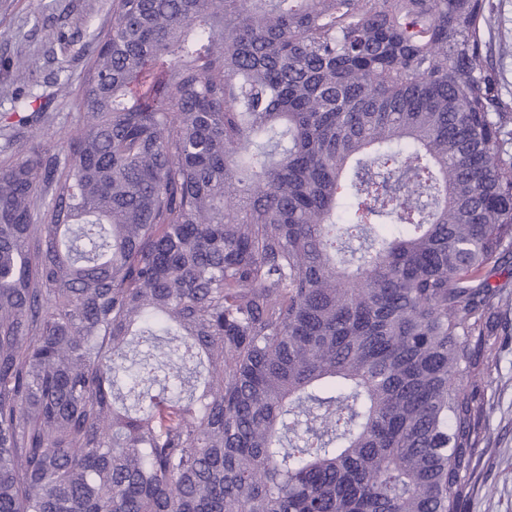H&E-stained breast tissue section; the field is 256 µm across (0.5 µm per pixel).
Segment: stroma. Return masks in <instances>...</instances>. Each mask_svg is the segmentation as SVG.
Instances as JSON below:
<instances>
[{
	"label": "stroma",
	"instance_id": "35a3bbf8",
	"mask_svg": "<svg viewBox=\"0 0 512 512\" xmlns=\"http://www.w3.org/2000/svg\"><path fill=\"white\" fill-rule=\"evenodd\" d=\"M490 40L504 92L512 95V0H494ZM112 24V0H0V148L15 137L27 146L56 144L74 110L60 81L77 85L88 65L85 47ZM25 90L54 100L39 129L18 122L14 96ZM491 406L488 448L460 512H512V335L503 337L486 388Z\"/></svg>",
	"mask_w": 512,
	"mask_h": 512
}]
</instances>
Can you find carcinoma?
Listing matches in <instances>:
<instances>
[{
	"label": "carcinoma",
	"instance_id": "cac0c4a2",
	"mask_svg": "<svg viewBox=\"0 0 512 512\" xmlns=\"http://www.w3.org/2000/svg\"><path fill=\"white\" fill-rule=\"evenodd\" d=\"M493 11L114 0L64 144L0 163V512H459L512 310Z\"/></svg>",
	"mask_w": 512,
	"mask_h": 512
}]
</instances>
